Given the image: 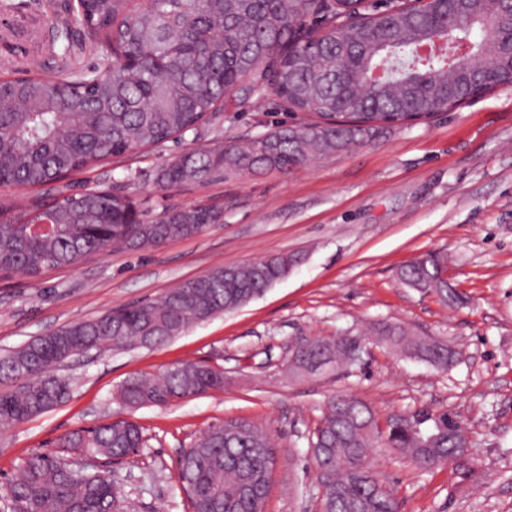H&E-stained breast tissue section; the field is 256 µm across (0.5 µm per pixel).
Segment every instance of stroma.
I'll list each match as a JSON object with an SVG mask.
<instances>
[{
    "label": "stroma",
    "instance_id": "1",
    "mask_svg": "<svg viewBox=\"0 0 512 512\" xmlns=\"http://www.w3.org/2000/svg\"><path fill=\"white\" fill-rule=\"evenodd\" d=\"M0 9V75L62 58L44 42L43 18L67 0ZM277 98L236 101L181 142L142 149L66 181L132 195L156 218L194 205L220 211L200 233L140 251L107 249L38 278L0 274V357L56 329L142 300H158L218 266L276 254L299 258L288 276L246 306L191 325L151 348L89 353L60 367L70 399L0 431V487L25 461L54 451L68 432L117 419L137 423L143 446L121 460L68 452L88 471L112 470L127 512H190L178 460L212 427L244 420L277 449L266 512H316L309 441L326 399L352 394L378 415L419 407L455 412L470 433L476 481L452 467L422 472L375 440L371 462L399 512H512V85L412 125L388 126L355 150L315 157L288 172L164 187L161 167L183 148H210L310 122ZM428 252L448 257L462 304L405 286L397 269ZM401 324L441 340L459 357L440 370L372 344L362 367L300 375L289 369L300 340ZM200 362L224 386L166 406L127 409L116 400L130 376Z\"/></svg>",
    "mask_w": 512,
    "mask_h": 512
}]
</instances>
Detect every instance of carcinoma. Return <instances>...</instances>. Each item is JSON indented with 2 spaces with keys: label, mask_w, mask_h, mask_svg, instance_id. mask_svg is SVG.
<instances>
[{
  "label": "carcinoma",
  "mask_w": 512,
  "mask_h": 512,
  "mask_svg": "<svg viewBox=\"0 0 512 512\" xmlns=\"http://www.w3.org/2000/svg\"><path fill=\"white\" fill-rule=\"evenodd\" d=\"M358 16L346 27L343 14ZM496 0H436L375 14L362 0H73L69 14L46 21L50 49L62 48L69 73L0 79V186L34 191L0 204V271L32 278L72 265L107 247L141 250L188 237L219 214L193 206L146 219L127 194L87 186L54 194L49 185L108 164L144 146L182 138L224 111L234 94L274 95L293 112L319 121L281 126L256 139L183 150L161 170L166 186L224 176L288 171L317 155L345 152L383 126L449 112L498 86L512 85L507 42ZM93 63L87 65L85 58ZM297 262L270 256L182 282L158 302H141L38 337L0 358V426L64 402L68 379L57 367L92 350L160 345L191 324L262 296ZM446 261L425 254L403 266L399 280L446 305L464 302L448 287ZM372 335L402 355L446 368L448 344L383 324ZM367 338L350 329L306 340L290 367H359ZM218 370L175 365L154 379L131 377L118 397L129 408L166 405L222 387ZM454 413L423 408L384 419L349 394L329 398L310 441L314 461L336 460L321 479L326 512H398L369 462L383 434L419 470L450 465L470 478L476 468L448 425ZM143 444L132 421L119 419L73 432L58 447L124 458ZM275 450L267 432L228 421L183 450L178 474L192 512H255L243 486L251 476L268 490ZM16 512H123L112 473L88 472L57 453L28 459L10 485Z\"/></svg>",
  "instance_id": "carcinoma-1"
}]
</instances>
